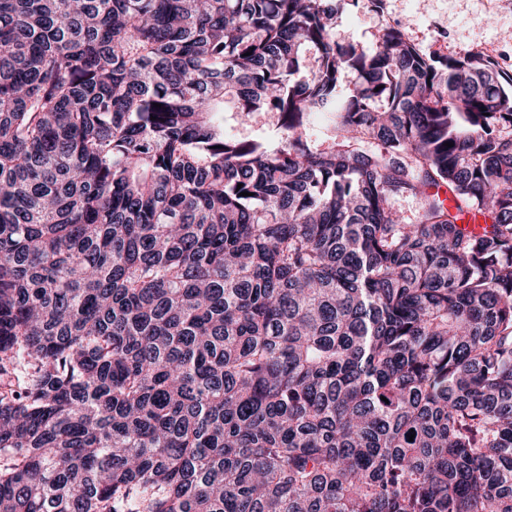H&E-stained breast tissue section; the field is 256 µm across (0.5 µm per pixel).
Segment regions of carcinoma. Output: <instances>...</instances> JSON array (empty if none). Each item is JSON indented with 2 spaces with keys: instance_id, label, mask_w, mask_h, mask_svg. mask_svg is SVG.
I'll return each instance as SVG.
<instances>
[{
  "instance_id": "1",
  "label": "carcinoma",
  "mask_w": 512,
  "mask_h": 512,
  "mask_svg": "<svg viewBox=\"0 0 512 512\" xmlns=\"http://www.w3.org/2000/svg\"><path fill=\"white\" fill-rule=\"evenodd\" d=\"M337 14L0 0V512H512V75ZM224 131L236 139H267L277 141L282 130L279 115L275 112H259L248 125H240L236 119L233 103H224Z\"/></svg>"
}]
</instances>
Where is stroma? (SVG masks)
<instances>
[{
    "mask_svg": "<svg viewBox=\"0 0 512 512\" xmlns=\"http://www.w3.org/2000/svg\"><path fill=\"white\" fill-rule=\"evenodd\" d=\"M374 11L367 0L343 5L336 22L340 43L372 46L382 29L401 25L409 39L423 52L459 56L481 50L500 68L512 74V0H384ZM224 130L237 139L278 140L282 134L279 116L257 113L252 122L239 124L232 103L224 105Z\"/></svg>",
    "mask_w": 512,
    "mask_h": 512,
    "instance_id": "1",
    "label": "stroma"
}]
</instances>
